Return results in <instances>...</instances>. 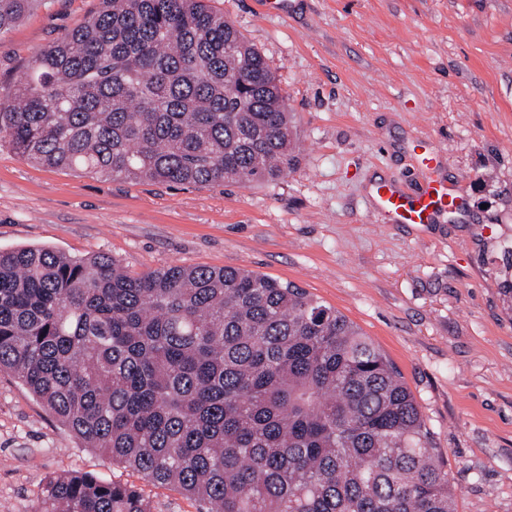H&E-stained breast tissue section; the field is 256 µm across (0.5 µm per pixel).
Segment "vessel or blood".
<instances>
[{"instance_id": "1", "label": "vessel or blood", "mask_w": 512, "mask_h": 512, "mask_svg": "<svg viewBox=\"0 0 512 512\" xmlns=\"http://www.w3.org/2000/svg\"><path fill=\"white\" fill-rule=\"evenodd\" d=\"M422 163L425 177L415 193H406L393 180L375 183L373 212L378 221L424 226L435 223L441 214L462 210L464 197L459 185L448 183L435 175L439 164L437 153L430 148L424 149Z\"/></svg>"}]
</instances>
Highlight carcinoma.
I'll use <instances>...</instances> for the list:
<instances>
[{
	"instance_id": "1",
	"label": "carcinoma",
	"mask_w": 512,
	"mask_h": 512,
	"mask_svg": "<svg viewBox=\"0 0 512 512\" xmlns=\"http://www.w3.org/2000/svg\"><path fill=\"white\" fill-rule=\"evenodd\" d=\"M36 0H0V33ZM0 142L40 166L169 185L293 170L276 76L210 0H101L38 52ZM83 442L207 512H455L413 395L375 343L291 282L127 273L0 251V371ZM37 512H151L137 488L48 478Z\"/></svg>"
}]
</instances>
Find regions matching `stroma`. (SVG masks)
<instances>
[{"label":"stroma","instance_id":"1","mask_svg":"<svg viewBox=\"0 0 512 512\" xmlns=\"http://www.w3.org/2000/svg\"><path fill=\"white\" fill-rule=\"evenodd\" d=\"M213 0L286 96L297 162L277 180L131 183L0 146V251L112 257L131 274L235 267L295 283L356 324L401 374L456 512H512V0ZM100 8L45 0L0 35V99L38 51ZM439 151L463 211L377 221L374 180H420ZM135 485L152 512H199L114 465L0 371V512H35L48 477Z\"/></svg>","mask_w":512,"mask_h":512}]
</instances>
